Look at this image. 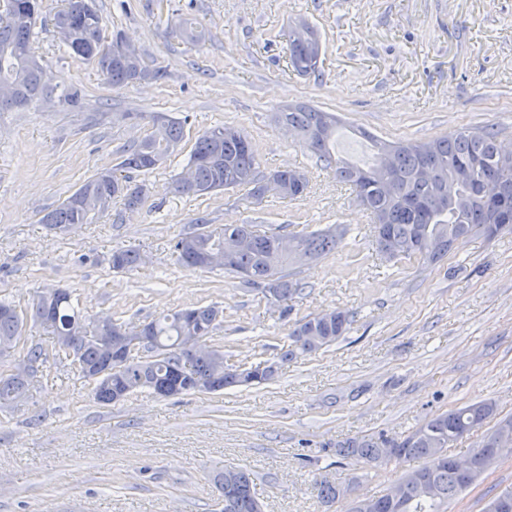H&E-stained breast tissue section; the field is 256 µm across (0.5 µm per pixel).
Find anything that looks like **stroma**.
<instances>
[{"label": "stroma", "mask_w": 512, "mask_h": 512, "mask_svg": "<svg viewBox=\"0 0 512 512\" xmlns=\"http://www.w3.org/2000/svg\"><path fill=\"white\" fill-rule=\"evenodd\" d=\"M106 34L122 33L158 81L114 88L95 65L70 54L51 24L61 0H42L34 52L49 89L38 106L0 112V296L26 306L37 290L63 285L91 315L136 326L174 309L217 304L212 345L225 363L276 360L288 332L311 314L350 311L344 336L280 365L261 386L159 398L143 392L111 405L93 400L70 360L50 351L29 390L0 408V512H217L216 472L250 471L264 512H343L324 506L317 483H354L374 495L401 471L365 468L336 453L350 438L399 437L431 415L490 399L497 412L448 449L464 458L498 419L512 417V233L457 240L436 263L388 262L350 187L278 123L307 103L343 120L332 152L372 165V138L426 140L462 127L498 131L512 149V0H95ZM207 32L194 45L174 32L178 15ZM304 19L321 36V76L288 65L284 33ZM80 90L70 106L63 87ZM142 112L188 118L187 139L236 126L258 148L262 171L297 169L296 200L255 205L238 188L178 197L166 187L187 162L172 156L147 174L137 211L113 204L96 224L49 230L41 218L116 151L150 131ZM260 224L306 232L344 224L336 252L295 269L302 295L288 318L261 291L220 269L179 264L173 244L188 225ZM118 246L139 248L129 273L109 264ZM512 487V457L450 502L481 512Z\"/></svg>", "instance_id": "obj_1"}]
</instances>
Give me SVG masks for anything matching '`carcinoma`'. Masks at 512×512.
<instances>
[{
	"label": "carcinoma",
	"instance_id": "obj_1",
	"mask_svg": "<svg viewBox=\"0 0 512 512\" xmlns=\"http://www.w3.org/2000/svg\"><path fill=\"white\" fill-rule=\"evenodd\" d=\"M41 18L40 0H0V86L15 88L30 105L41 101L46 87L43 66L35 55L33 34ZM68 22L83 33L70 50L92 63L114 88L129 83L159 80L161 70L148 68L142 55L123 57L112 53L104 36L103 17L92 0H65L53 24ZM289 64L301 76L321 73V46L317 32L304 22L288 27ZM151 131L140 141L125 145L119 162L88 179L41 223L60 231L72 224H91L105 215L119 198L126 209L143 206L148 188L135 184L128 173H147L165 162L185 138L187 120L162 117L156 126L153 113L139 112ZM278 120L297 133L320 166L333 171L338 181L351 186L361 206L369 211L378 251L388 261L418 256L430 263L448 255L454 241L476 235L487 239L512 233V152L503 150L497 134L486 127H466L446 136L424 141L384 142L366 131L361 134L377 149L376 163L368 168L341 162L331 144L341 118L334 112L304 104L289 105ZM276 179L280 188L270 186ZM496 184L503 193H487ZM249 188L248 195L262 203L268 195L294 200L308 183L294 185L290 169L268 174L260 170L257 153L248 136L235 126L218 125L196 138L187 165L174 175L168 190L178 196H203L218 190ZM349 229L332 224L324 229L291 234V250L281 249L282 235L264 231L257 224H226L213 233L196 223L180 233L173 245L177 261L189 269H224L237 275L246 288H260L264 297L285 302L302 294V285L290 279L288 268L304 265L336 251ZM227 255V262H206L210 255ZM112 269L129 272L144 263L140 250L117 247L110 257ZM72 290L57 286L38 292L30 308L0 299V355L16 346L28 322L48 330L54 341L69 337V349L79 363V376L93 384L94 398L111 404L148 390L167 398L190 391L216 393L238 386L263 385L274 378L265 362L248 368L224 365V352L208 345L223 310L212 304L191 306L161 315L142 324V352L132 347L126 326L112 317L103 321L73 302ZM350 314L342 309L323 310L300 321L288 334L283 363L329 347L343 336ZM47 360V349L34 344L19 362L34 371ZM26 371L0 372V407H8L28 390ZM496 412V404L482 400L438 413L400 438L363 436L340 445L339 452L370 467L385 448L394 449L387 464L402 466L418 458L429 465L408 469L396 483L400 499L390 490L350 502L348 512H445V505L467 488L464 478L448 463L435 457L438 448L480 428ZM217 482L223 494L220 512H258L259 498L250 474L224 466ZM317 494L326 503L345 499V489L319 484Z\"/></svg>",
	"mask_w": 512,
	"mask_h": 512
}]
</instances>
